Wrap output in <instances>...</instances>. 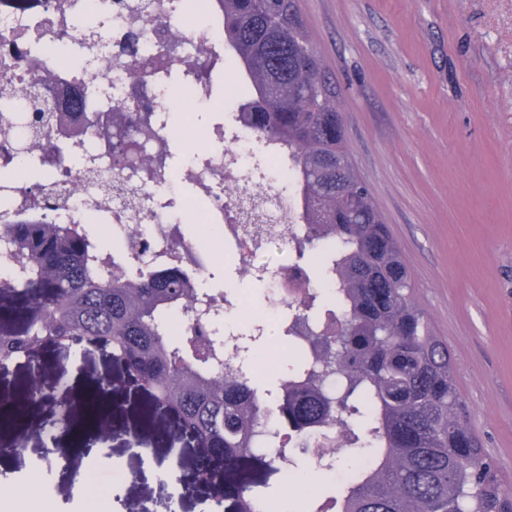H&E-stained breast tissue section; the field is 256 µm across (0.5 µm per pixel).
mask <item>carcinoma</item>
<instances>
[{
	"label": "carcinoma",
	"instance_id": "1",
	"mask_svg": "<svg viewBox=\"0 0 512 512\" xmlns=\"http://www.w3.org/2000/svg\"><path fill=\"white\" fill-rule=\"evenodd\" d=\"M224 15V42L240 59L238 118L278 144L298 176L302 207L289 243L297 259H314L319 290L288 302L289 333L301 353L297 369L274 391L254 384L263 347L243 348L242 364L224 362L214 339L172 338L169 310L200 321L178 252L158 270L136 252L100 260L102 249L84 224H56L40 216L0 222V245L17 284L0 285V360L9 362L41 344L78 341L83 351L110 350L144 382L152 408L178 416L181 432L224 459V498L232 512H256L250 486L277 460L264 459L260 441L277 442L271 423L295 431L278 455L328 448L344 430L355 445L338 512H512L506 489L473 433L454 377L448 347L430 330L413 299L400 246L370 190L356 173L347 146L336 84L314 51L297 0H215ZM1 88L0 112L15 153L29 156L72 133L62 116L34 99L53 81ZM108 157L123 170L152 173L142 140L151 134L121 107L100 126ZM83 167L80 187L48 185L56 208L69 210L77 190L126 188ZM336 304L332 326L308 327L319 294Z\"/></svg>",
	"mask_w": 512,
	"mask_h": 512
}]
</instances>
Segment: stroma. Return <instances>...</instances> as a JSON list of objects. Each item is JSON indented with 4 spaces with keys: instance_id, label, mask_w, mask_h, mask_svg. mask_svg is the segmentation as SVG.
<instances>
[{
    "instance_id": "1",
    "label": "stroma",
    "mask_w": 512,
    "mask_h": 512,
    "mask_svg": "<svg viewBox=\"0 0 512 512\" xmlns=\"http://www.w3.org/2000/svg\"><path fill=\"white\" fill-rule=\"evenodd\" d=\"M313 46L340 92L352 163L398 242L413 298L453 359L469 423L512 488V0H299ZM210 288L244 292L258 314L263 286L216 259ZM41 382L54 399L27 398L25 364L0 373V402L23 419L0 425V512H212L217 483L181 491L157 468L191 475L200 455L175 438L177 419H145L149 397L110 354L63 360L42 350ZM107 409L111 441L81 446L77 421L89 397ZM75 423L48 434L58 401ZM276 512L311 498L282 473L254 486Z\"/></svg>"
}]
</instances>
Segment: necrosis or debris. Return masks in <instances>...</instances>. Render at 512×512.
Segmentation results:
<instances>
[{"instance_id":"necrosis-or-debris-1","label":"necrosis or debris","mask_w":512,"mask_h":512,"mask_svg":"<svg viewBox=\"0 0 512 512\" xmlns=\"http://www.w3.org/2000/svg\"><path fill=\"white\" fill-rule=\"evenodd\" d=\"M102 2L106 13L101 32L112 67L93 73L75 66L68 57L72 45L82 39L72 18L85 10L87 0H0V84L32 78L46 67L75 86L84 82L111 86V98L89 101L88 111L104 112L109 101L123 102L128 111L150 121L157 134L147 148L161 176L137 183V192L146 202L139 218V237L147 245L146 259H153L159 243L174 239L179 241L197 280L210 275L212 254L202 250L184 231V213L192 211L198 228L214 232L225 255L236 260L240 274L266 286L273 305L270 319L289 325L286 299L289 292L307 288L309 269L296 262L274 270L255 265L253 258L265 242L245 234L238 218L244 204L240 191L246 187L256 196L272 199L269 216L273 233L290 236L296 228L299 204L283 200L282 190L295 184L293 168L275 162L276 146L245 129L232 111L213 113L208 141L190 148L181 167L172 164L170 147L183 134L173 119L174 105L188 100L207 107L216 99L213 74L224 64V20L220 12L209 9L201 21L184 28L179 24L182 0H150L155 21L147 29L135 0ZM35 33L51 46L50 54L38 67L31 62L27 44ZM153 57L178 67L181 81L176 85L180 93H173L176 85L162 70L144 71L134 81L127 78V65ZM186 183L194 186L193 196L181 194ZM208 300L212 317L202 325V336L219 335L226 316L253 315L249 304L234 289L210 291Z\"/></svg>"}]
</instances>
